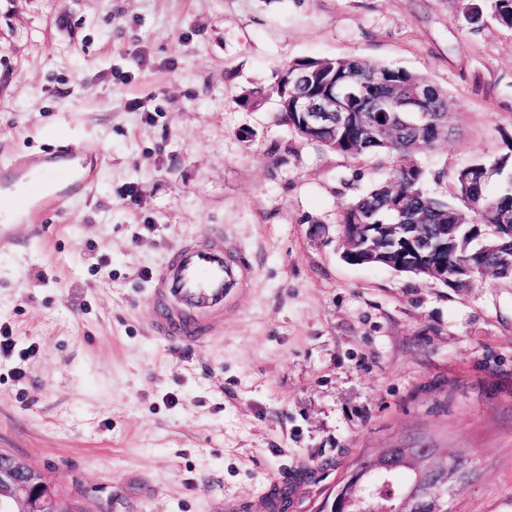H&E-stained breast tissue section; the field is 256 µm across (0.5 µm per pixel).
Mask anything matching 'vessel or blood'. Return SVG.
Returning a JSON list of instances; mask_svg holds the SVG:
<instances>
[{
  "mask_svg": "<svg viewBox=\"0 0 512 512\" xmlns=\"http://www.w3.org/2000/svg\"><path fill=\"white\" fill-rule=\"evenodd\" d=\"M47 170L66 175L54 190H40L18 212L21 221L33 220L47 205L64 203L92 181L88 152L72 155L68 149L31 157L8 166L0 165V192L27 182L29 175ZM227 241L222 231L212 230L200 240H186L155 270L151 277L155 336L186 346H200L218 336L224 327L226 299L244 284L242 272L226 261Z\"/></svg>",
  "mask_w": 512,
  "mask_h": 512,
  "instance_id": "1",
  "label": "vessel or blood"
}]
</instances>
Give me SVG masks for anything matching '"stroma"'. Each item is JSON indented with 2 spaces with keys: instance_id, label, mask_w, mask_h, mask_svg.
<instances>
[{
  "instance_id": "stroma-1",
  "label": "stroma",
  "mask_w": 512,
  "mask_h": 512,
  "mask_svg": "<svg viewBox=\"0 0 512 512\" xmlns=\"http://www.w3.org/2000/svg\"><path fill=\"white\" fill-rule=\"evenodd\" d=\"M333 57L447 93L458 130L418 157L430 195L512 149V28L461 0H0V163L103 157L0 243V449L73 512H322L352 461L409 447L478 464L454 512H512V279L349 264L339 215L396 160L239 102ZM212 228L247 290L205 346L153 336L151 273Z\"/></svg>"
}]
</instances>
